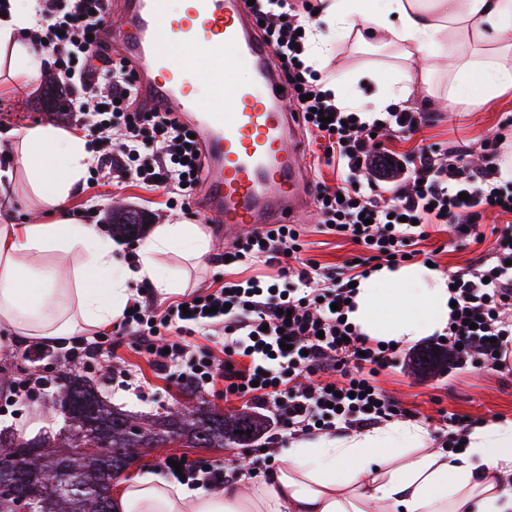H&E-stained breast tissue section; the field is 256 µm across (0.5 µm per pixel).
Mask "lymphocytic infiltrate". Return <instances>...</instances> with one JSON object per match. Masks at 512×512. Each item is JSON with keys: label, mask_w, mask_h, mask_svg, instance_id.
I'll use <instances>...</instances> for the list:
<instances>
[{"label": "lymphocytic infiltrate", "mask_w": 512, "mask_h": 512, "mask_svg": "<svg viewBox=\"0 0 512 512\" xmlns=\"http://www.w3.org/2000/svg\"><path fill=\"white\" fill-rule=\"evenodd\" d=\"M108 0H41L38 23L45 47L55 54L57 75L76 90L74 111L87 118V136L98 173L163 189L172 208L189 209L203 180V162L191 129L173 113L145 107L138 75L114 55L98 33ZM249 10L279 61L297 112L312 139L322 141L336 186L318 183L315 204L326 234L358 239V262L331 273L306 257L296 225H267L236 242L231 264H279L278 280L226 281L160 306L134 301L111 332L75 339L66 362L111 361L125 338L171 383L201 387L223 382L225 397L245 400L271 414L272 440L317 430L364 429L411 417L377 385L378 375L398 366V350L361 335L345 316L353 281L372 263L401 265L418 257L429 224H450L467 237L484 238L479 221L495 211L512 218V179H504L500 138L482 144V165L464 148L441 153L437 145L413 155L390 149L392 132L414 134L422 113L395 104L382 112L338 106L306 64L308 35L316 17L310 0H255ZM331 118L322 127V118ZM396 184L384 196L382 183ZM454 302L444 347L454 368L502 371L512 366V222L497 230L493 255L449 276ZM477 319L465 325V316ZM223 336L224 354L195 344L198 336Z\"/></svg>", "instance_id": "obj_1"}]
</instances>
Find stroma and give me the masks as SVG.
Returning a JSON list of instances; mask_svg holds the SVG:
<instances>
[{"label": "stroma", "instance_id": "1", "mask_svg": "<svg viewBox=\"0 0 512 512\" xmlns=\"http://www.w3.org/2000/svg\"><path fill=\"white\" fill-rule=\"evenodd\" d=\"M429 64L435 71L433 95L415 92L403 102L404 107L425 113L426 123L410 139H394V148L408 154L423 142L444 149L465 144L472 153H479L482 140L493 137L500 123L512 115V89L477 107L476 111L467 112L460 108L452 111L448 108V74L445 62L434 57ZM370 68L378 71L380 82L360 79V72ZM397 69L398 61L393 50L360 44L349 37L334 41L330 62L322 74L326 77L336 73L345 75V94L366 99L383 94L385 88L396 80ZM42 95V90L38 89L0 96V128L8 130L49 123L64 130H81L82 118L69 110L43 111L40 105ZM166 200L164 190L153 189L133 180L105 186L87 180L79 192L68 199L67 205L71 211L85 212L87 223L98 225L107 233L112 230L113 208L121 206L142 211L147 222L140 235L122 239L117 244V257L126 261L134 256L154 227L182 221V213L167 209ZM297 223L301 227L303 240L308 245V256L321 266L332 271L337 270L356 254V245L321 233L315 214L299 216ZM428 233L429 238L424 248L432 252L437 270L446 274L466 267L487 254L489 249L488 244H477L465 239L452 226L446 224L431 225ZM224 248V239L219 236L212 240L210 256L200 263H193L178 254L164 255L161 261L172 271L186 276V289L190 292L213 285L224 277L233 280L261 275L268 279L277 273L273 266L242 265L224 268L214 260L215 255L222 253ZM435 342V337L430 336L421 339L420 343L402 346L400 365L397 369L383 372L378 378L379 386L405 407L424 415H435L442 408L489 423L503 419L512 420L511 373L451 368L421 376L413 371V353L418 347L431 346ZM41 364L42 358L36 342H24L10 330L0 327V378L4 375L13 380L20 378L38 370ZM124 368L141 379V389L124 388L114 379V371ZM68 370L67 364H59L55 376L50 377L45 390L34 399L16 404L7 413L0 414V429H8L28 437L32 434L33 424L37 423L43 429L59 431L63 422L61 417L52 414L50 402L60 391L59 375ZM77 372L96 383L104 399L112 406L138 415L150 417L182 403L191 405L201 401L208 402L227 414L242 412L247 408L245 402L224 400L223 396L207 389L202 390L187 384H168L144 358L126 346L118 349L117 358L111 365L93 362L78 367ZM238 452L239 448L234 444L223 449H185L173 444L164 448L148 449L135 468L157 473L160 472L164 460L174 455H185L193 459L205 458L225 465Z\"/></svg>", "mask_w": 512, "mask_h": 512}]
</instances>
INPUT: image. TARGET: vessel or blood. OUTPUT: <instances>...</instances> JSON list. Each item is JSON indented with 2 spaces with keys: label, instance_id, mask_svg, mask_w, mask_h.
I'll use <instances>...</instances> for the list:
<instances>
[{
  "label": "vessel or blood",
  "instance_id": "1",
  "mask_svg": "<svg viewBox=\"0 0 512 512\" xmlns=\"http://www.w3.org/2000/svg\"><path fill=\"white\" fill-rule=\"evenodd\" d=\"M117 18L116 26L104 17L103 39L137 64L140 98L197 134L211 223L228 230L286 224L311 205L301 121L245 0H188L181 15L169 12L167 0H123ZM241 61L251 70L245 84L225 76ZM200 80L213 89L205 101L193 90Z\"/></svg>",
  "mask_w": 512,
  "mask_h": 512
}]
</instances>
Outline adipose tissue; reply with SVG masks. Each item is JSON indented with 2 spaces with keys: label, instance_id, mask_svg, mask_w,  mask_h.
<instances>
[{
  "label": "adipose tissue",
  "instance_id": "adipose-tissue-1",
  "mask_svg": "<svg viewBox=\"0 0 512 512\" xmlns=\"http://www.w3.org/2000/svg\"><path fill=\"white\" fill-rule=\"evenodd\" d=\"M36 0H14L0 16V67L25 83L44 74L30 37ZM332 28L359 41L397 48L406 66L400 88L375 99V111L429 89L421 60L447 58L453 68L449 106L481 105L512 87V0H320ZM0 191L23 188L40 224H16L0 212V325L20 338L48 341L88 334L122 316L129 286L151 281L161 293L178 286L158 264L179 250L199 260L211 237L199 224H162L141 246L135 264L120 266L111 240L78 222L66 205L93 162L82 134L50 124L0 133ZM81 264H69L72 253ZM61 257L43 277L35 259ZM73 285L62 300L58 281ZM448 277L426 265L380 267L362 279L348 314L360 333L398 344L448 325ZM116 512H512V420L471 430L463 453L449 457L428 445L424 427L402 421L343 437L298 441L281 466L249 491L231 485L191 489L143 471L125 481Z\"/></svg>",
  "mask_w": 512,
  "mask_h": 512
}]
</instances>
